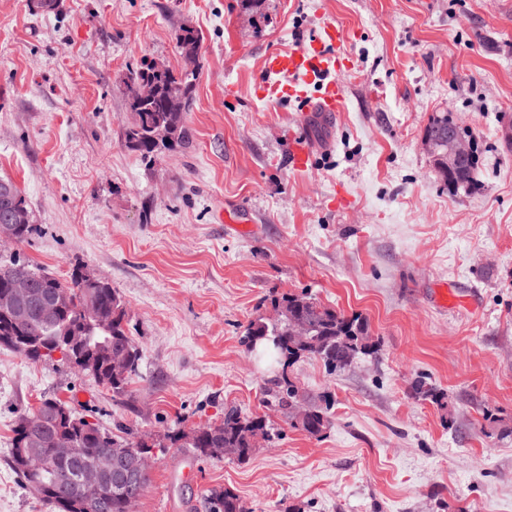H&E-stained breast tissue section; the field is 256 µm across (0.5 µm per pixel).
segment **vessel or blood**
<instances>
[{
  "label": "vessel or blood",
  "mask_w": 512,
  "mask_h": 512,
  "mask_svg": "<svg viewBox=\"0 0 512 512\" xmlns=\"http://www.w3.org/2000/svg\"><path fill=\"white\" fill-rule=\"evenodd\" d=\"M339 38V30L328 25L306 45L271 53L265 61L271 79L258 86V98L297 102L323 112L342 111L346 100L337 79L342 63L334 52Z\"/></svg>",
  "instance_id": "vessel-or-blood-1"
}]
</instances>
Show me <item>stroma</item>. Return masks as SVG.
<instances>
[{
  "label": "stroma",
  "instance_id": "35a3bbf8",
  "mask_svg": "<svg viewBox=\"0 0 512 512\" xmlns=\"http://www.w3.org/2000/svg\"><path fill=\"white\" fill-rule=\"evenodd\" d=\"M343 36L346 107L255 96L273 51ZM200 67L182 144L126 148L130 70ZM480 153L476 191L448 190L422 147L435 113ZM512 0H0V176L38 235L19 252L57 278L83 265L127 304L142 354L131 398L0 347V512H49L9 464L19 412L54 396L105 429L162 435L262 412L280 366L241 344L271 292L366 317L374 354L338 373L304 358L299 388L332 403L318 438L282 437L244 464L155 453L136 512H512ZM310 150L294 170L296 143ZM447 285L455 300L438 306ZM418 376L445 399L412 396ZM207 512H246L240 497L230 489L211 488L204 496Z\"/></svg>",
  "mask_w": 512,
  "mask_h": 512
}]
</instances>
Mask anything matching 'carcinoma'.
<instances>
[{
	"instance_id": "1",
	"label": "carcinoma",
	"mask_w": 512,
	"mask_h": 512,
	"mask_svg": "<svg viewBox=\"0 0 512 512\" xmlns=\"http://www.w3.org/2000/svg\"><path fill=\"white\" fill-rule=\"evenodd\" d=\"M199 35L189 27H182L177 33V44L181 53L196 55L199 50ZM152 80L158 89L157 98L145 105H128L131 120L124 131L125 146L140 159L151 164L165 149L182 142L185 138V114L192 99L194 77L176 74L172 71L162 75L148 64L129 72L126 84ZM157 126L170 129L172 140L159 144L152 138V130ZM476 162H471L467 176L459 185L448 178H442L453 192L469 193L475 189L473 170ZM0 186L8 187L17 207L26 215V220L16 225L17 244L22 245L36 233L33 212L16 184L9 178H0ZM21 267L36 277L40 290L50 295L58 290L68 294L69 303L65 309L47 320L39 315L26 322H16L0 313V345L21 352L15 337L37 334L45 337L50 346L44 354H24L32 361L52 359L53 343L60 336L70 334L82 336L85 348L92 361V371H83L94 382L111 391L114 397L129 395V387L139 373L141 354L133 343L127 329L126 303L119 291L108 282L91 284L83 276V266L73 267L69 278L61 280L44 270L35 267L20 256L12 255L0 260V287L6 285L5 267ZM274 311L280 313L277 319L258 316L246 327L242 343L251 347L257 342L262 351H274L284 359L281 373L271 381L267 389L266 403L281 411L293 428H299L312 437H319L328 429L330 401H315L309 405L307 418L295 419L291 407L298 401L302 391L288 373V368L301 358H315L326 368L336 373L350 366L359 356L369 353L374 344L369 341V324L358 316H348L334 308L326 307L305 293L274 295L270 299ZM303 314L310 321L308 343L298 346L290 335L288 316ZM125 354L129 367L122 373H114L110 367V355ZM412 394L418 398L442 403L444 394L426 387L421 378L410 383ZM43 404H52L58 412L68 414L67 426L80 430L77 434V447L81 455L72 460H62L50 448H29L28 456L42 464L43 481L47 492L39 500L57 512H67L60 504V498L69 494L79 496L75 512H125L124 501L117 491L99 500L87 494H78L76 468L79 462L93 457L109 448L126 450L131 457H139L144 448H157L164 452L168 448H190L195 456L222 462L226 459L239 463L247 462L257 450L252 437L261 434L273 438L278 431L263 415L244 414L235 407L224 410V419L212 424V434L207 437L196 435L181 427L167 430L161 437L143 434L122 436L106 430L85 417L76 414L65 402L57 398H44ZM30 411L20 412L16 425V436L10 448V462L24 486H29L32 476L16 460L19 448H28L26 440V416ZM207 512H246L240 497L230 489L211 488L204 496Z\"/></svg>"
}]
</instances>
